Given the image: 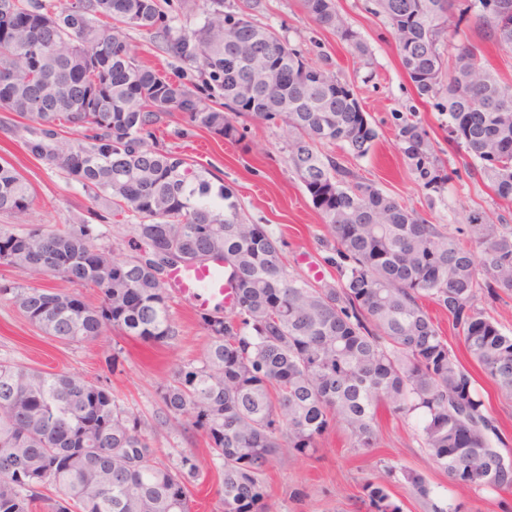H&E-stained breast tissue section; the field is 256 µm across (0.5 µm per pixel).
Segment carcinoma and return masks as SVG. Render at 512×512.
Here are the masks:
<instances>
[{
	"mask_svg": "<svg viewBox=\"0 0 512 512\" xmlns=\"http://www.w3.org/2000/svg\"><path fill=\"white\" fill-rule=\"evenodd\" d=\"M394 34L400 65L418 94H444L448 136L475 161L494 195L512 203V83L490 69L481 44L512 51V0H375ZM213 6L200 24L176 29L159 0H0V133L59 168L90 194L111 199L112 216L133 217L136 254L116 259L76 232L36 227L0 232V262L39 278L49 273L100 291L77 295L28 286L14 295L24 315L61 341L94 339L111 326L146 343L177 336L164 288L167 268L224 257L237 306L205 314L202 357L159 392L166 420L207 438L221 463L224 512H268L267 470L317 452L331 428L353 450L378 447L379 408L414 419L422 447L450 480L478 490L512 489V461L498 448L495 419L469 370L424 309L448 313L467 352L498 394L512 398V335L479 302L512 295V229L473 213L468 244L350 173L320 146L341 143L364 157L378 137L352 88L309 63L252 13ZM305 17L331 29L360 56L364 44L336 0H301ZM100 18L113 24L97 29ZM475 20L480 43H454ZM128 28L149 31L195 67L201 83L178 84L141 61ZM452 52L445 53V48ZM286 67L288 81L248 78ZM170 112L227 139L242 138L228 113L292 131L290 164L320 213L336 285L288 272L277 239L242 222L234 191L209 172L152 144ZM405 157L432 184L433 156L415 123L399 129ZM34 190L0 162V213L24 216ZM288 452H283V449ZM200 461L156 457L140 418L112 390L64 373L0 362V512H192L189 485ZM431 512L425 478L403 473ZM365 512H403L387 481L363 485Z\"/></svg>",
	"mask_w": 512,
	"mask_h": 512,
	"instance_id": "1",
	"label": "carcinoma"
}]
</instances>
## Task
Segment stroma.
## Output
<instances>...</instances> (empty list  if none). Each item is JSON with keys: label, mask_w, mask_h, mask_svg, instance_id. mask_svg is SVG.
Instances as JSON below:
<instances>
[{"label": "stroma", "mask_w": 512, "mask_h": 512, "mask_svg": "<svg viewBox=\"0 0 512 512\" xmlns=\"http://www.w3.org/2000/svg\"><path fill=\"white\" fill-rule=\"evenodd\" d=\"M351 29L368 50L361 57L333 31L306 19L299 0H263L258 22L273 27L309 62L336 74L350 85L367 118L378 132L373 150L364 157L323 146L353 175L375 184L385 194L435 224L447 225L464 238L470 215L484 213L491 223L512 225V205L497 200L476 171L475 161L448 137V115L435 101H422L399 63L392 30L374 13L371 0H337ZM130 36L143 62L186 86L197 81L195 68L169 54L146 31ZM418 123L426 134L436 166L444 181L425 185L401 151L399 128L403 120ZM244 138L220 139L191 127L179 112L165 115L157 133L160 147L181 153L206 168L213 183L230 185L247 223L261 224L278 238L289 272L335 283L336 270L327 264L330 254L322 241L323 221L288 162L291 133L284 123H265L248 117L235 120ZM0 158L12 163L28 180L35 195L23 218L0 213V229L22 233L40 225L73 231L89 224L93 243L124 256L133 237L129 222L110 220L111 204L90 199L78 183L47 162L28 155L20 139L0 137ZM38 285L49 291H68L92 305H100L95 288L52 275L34 281L19 268L0 263V362L17 363L49 373H68L109 387L126 407L139 416L155 455L167 464L182 457H208L202 432L164 423L159 390L183 363L199 359L208 336L202 326L203 309H191L170 299V317L178 330L175 340L146 344L107 329L97 339L67 343L47 335L19 309L13 289ZM429 312L448 339V346L469 369L476 387L487 394V406L504 441L502 451L512 457V402L502 399L456 336L448 315ZM380 446L364 455L349 446L345 433L330 430L312 457H297L268 472L269 512H358L366 482L381 474L382 463L396 471L412 470L430 484L435 498L460 512H512V492L479 491L452 483L422 448L413 423L387 412L377 417Z\"/></svg>", "instance_id": "35a3bbf8"}]
</instances>
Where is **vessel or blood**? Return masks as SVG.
Wrapping results in <instances>:
<instances>
[{"label":"vessel or blood","mask_w":512,"mask_h":512,"mask_svg":"<svg viewBox=\"0 0 512 512\" xmlns=\"http://www.w3.org/2000/svg\"><path fill=\"white\" fill-rule=\"evenodd\" d=\"M165 282L171 294L189 307L218 310L234 303L233 290L224 273L222 260L204 264L178 265L168 269Z\"/></svg>","instance_id":"b4317fda"}]
</instances>
